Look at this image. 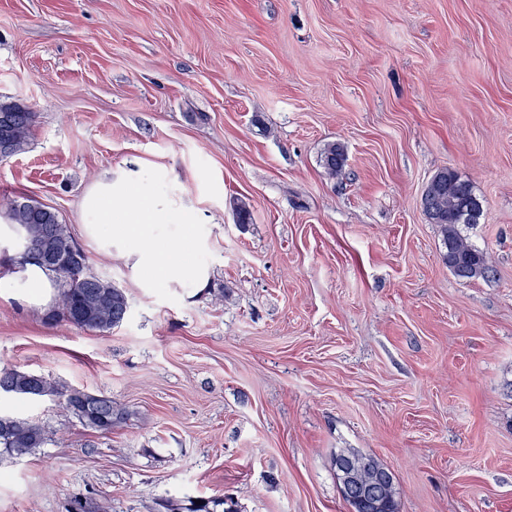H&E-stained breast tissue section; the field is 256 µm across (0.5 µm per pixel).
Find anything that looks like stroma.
I'll use <instances>...</instances> for the list:
<instances>
[{"label":"stroma","instance_id":"obj_1","mask_svg":"<svg viewBox=\"0 0 512 512\" xmlns=\"http://www.w3.org/2000/svg\"><path fill=\"white\" fill-rule=\"evenodd\" d=\"M0 102L36 114L0 202L55 209L130 304L96 333L0 300V367L131 412L99 434L1 397L53 439L0 454V512H351L347 449L399 512H512V0H0ZM445 167L493 279L443 261ZM130 173L198 215L208 288L139 287L84 236L85 193ZM323 165L327 174L336 178L341 175L347 162L345 147L340 142L328 143L323 149ZM423 212L438 228L445 253V263L459 280H487L495 268L488 254L477 248L467 230L480 224L483 205L473 185L454 170H439L430 179L422 196Z\"/></svg>","mask_w":512,"mask_h":512}]
</instances>
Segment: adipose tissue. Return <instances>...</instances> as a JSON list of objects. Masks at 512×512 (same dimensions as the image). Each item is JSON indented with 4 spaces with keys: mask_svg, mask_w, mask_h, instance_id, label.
Wrapping results in <instances>:
<instances>
[{
    "mask_svg": "<svg viewBox=\"0 0 512 512\" xmlns=\"http://www.w3.org/2000/svg\"><path fill=\"white\" fill-rule=\"evenodd\" d=\"M83 209L93 217L83 227L85 236L115 247L141 287H207L210 271L194 258L203 240L191 215L182 224H167L168 204L139 175L101 179L85 195ZM54 288L52 276L35 265L0 276V299L33 307L47 305Z\"/></svg>",
    "mask_w": 512,
    "mask_h": 512,
    "instance_id": "obj_1",
    "label": "adipose tissue"
}]
</instances>
